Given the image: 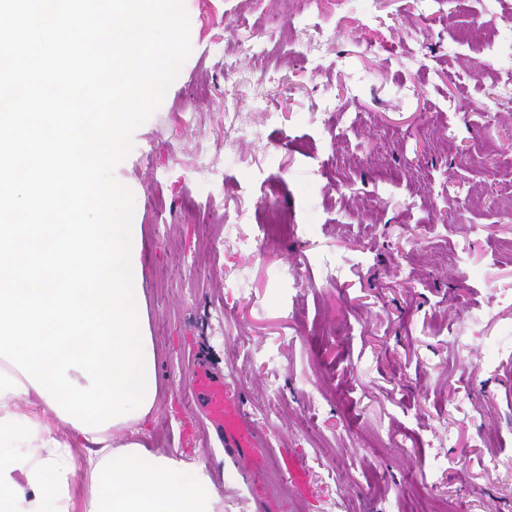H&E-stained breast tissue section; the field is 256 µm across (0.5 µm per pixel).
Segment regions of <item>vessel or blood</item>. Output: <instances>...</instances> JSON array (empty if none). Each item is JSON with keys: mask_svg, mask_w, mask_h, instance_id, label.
I'll return each mask as SVG.
<instances>
[{"mask_svg": "<svg viewBox=\"0 0 512 512\" xmlns=\"http://www.w3.org/2000/svg\"><path fill=\"white\" fill-rule=\"evenodd\" d=\"M190 386L198 405L214 423L226 449L240 454L258 447V431L243 410L240 398L231 395L223 381L215 379L202 368L196 371ZM277 462L293 482H303L306 466L291 450L280 449Z\"/></svg>", "mask_w": 512, "mask_h": 512, "instance_id": "vessel-or-blood-1", "label": "vessel or blood"}]
</instances>
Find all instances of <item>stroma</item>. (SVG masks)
<instances>
[{
    "mask_svg": "<svg viewBox=\"0 0 512 512\" xmlns=\"http://www.w3.org/2000/svg\"><path fill=\"white\" fill-rule=\"evenodd\" d=\"M184 3L191 54L115 171L161 355L147 440L224 512H512V50L482 49L512 0ZM200 364L263 447L218 445ZM279 466L288 473L289 478L297 484L303 482L306 474V466L303 460L296 456L288 448L279 449L277 458Z\"/></svg>",
    "mask_w": 512,
    "mask_h": 512,
    "instance_id": "1",
    "label": "stroma"
}]
</instances>
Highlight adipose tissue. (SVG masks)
<instances>
[{"instance_id":"adipose-tissue-1","label":"adipose tissue","mask_w":512,"mask_h":512,"mask_svg":"<svg viewBox=\"0 0 512 512\" xmlns=\"http://www.w3.org/2000/svg\"><path fill=\"white\" fill-rule=\"evenodd\" d=\"M144 423L82 432L0 358V512H223L198 466L140 440ZM78 442L89 450L80 486L71 479Z\"/></svg>"}]
</instances>
